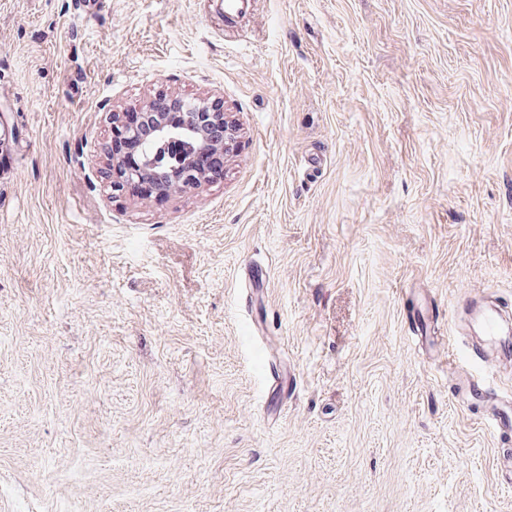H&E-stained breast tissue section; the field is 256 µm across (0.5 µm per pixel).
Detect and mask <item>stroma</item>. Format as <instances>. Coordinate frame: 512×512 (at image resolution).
Masks as SVG:
<instances>
[{
    "label": "stroma",
    "mask_w": 512,
    "mask_h": 512,
    "mask_svg": "<svg viewBox=\"0 0 512 512\" xmlns=\"http://www.w3.org/2000/svg\"><path fill=\"white\" fill-rule=\"evenodd\" d=\"M158 94L241 146L113 192ZM2 145L0 512H512L454 386L512 390L455 335L512 318V0H0ZM469 327L494 342L500 355H512L511 325L504 330L500 313L487 303H470L468 307Z\"/></svg>",
    "instance_id": "obj_1"
}]
</instances>
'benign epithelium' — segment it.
Instances as JSON below:
<instances>
[{"mask_svg": "<svg viewBox=\"0 0 512 512\" xmlns=\"http://www.w3.org/2000/svg\"><path fill=\"white\" fill-rule=\"evenodd\" d=\"M180 105L183 119L175 124L167 121L165 113L152 111L149 103L112 113V139L128 142L139 157L138 165L127 170L122 180L112 182V191L120 193L127 183L142 180L154 183L160 195L199 188L207 182L201 158L237 148L236 126L224 113L209 111L203 99L182 100ZM216 120L224 124L221 142L209 134Z\"/></svg>", "mask_w": 512, "mask_h": 512, "instance_id": "7a95c632", "label": "benign epithelium"}]
</instances>
